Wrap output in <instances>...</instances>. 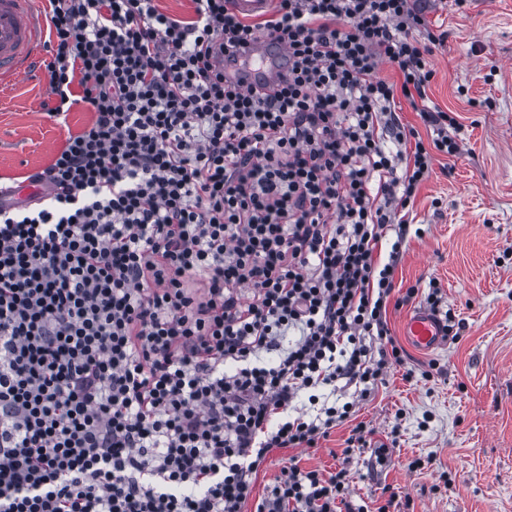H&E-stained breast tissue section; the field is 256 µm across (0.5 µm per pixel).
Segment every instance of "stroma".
Returning <instances> with one entry per match:
<instances>
[{
	"label": "stroma",
	"instance_id": "35a3bbf8",
	"mask_svg": "<svg viewBox=\"0 0 512 512\" xmlns=\"http://www.w3.org/2000/svg\"><path fill=\"white\" fill-rule=\"evenodd\" d=\"M424 5L429 23L447 34L429 58L427 104L455 114L463 151L436 155L414 200L395 286L418 293L387 310L407 365L392 367L387 385L354 415L373 428V444L389 445L388 460L355 456L349 492L368 512L387 488L400 495L402 512H512V0ZM49 60L42 53L29 77L0 83V181L20 189L91 119L81 103L66 121L45 115ZM433 281L453 329L444 345L424 351L406 341L404 321L426 308ZM350 430L339 425L316 447L273 451L255 495L292 461L335 470ZM415 459L420 467L409 469Z\"/></svg>",
	"mask_w": 512,
	"mask_h": 512
}]
</instances>
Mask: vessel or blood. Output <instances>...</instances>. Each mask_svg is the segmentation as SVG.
<instances>
[{"label": "vessel or blood", "mask_w": 512, "mask_h": 512, "mask_svg": "<svg viewBox=\"0 0 512 512\" xmlns=\"http://www.w3.org/2000/svg\"><path fill=\"white\" fill-rule=\"evenodd\" d=\"M46 41V22L32 0H0V78L8 80L29 73ZM249 64L236 80L244 89L262 94L271 90L287 51L261 40L248 53ZM409 340L422 348H434L447 339L445 323L425 310L416 311L405 323Z\"/></svg>", "instance_id": "obj_1"}]
</instances>
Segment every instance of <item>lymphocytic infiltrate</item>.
<instances>
[{
	"label": "lymphocytic infiltrate",
	"instance_id": "1",
	"mask_svg": "<svg viewBox=\"0 0 512 512\" xmlns=\"http://www.w3.org/2000/svg\"><path fill=\"white\" fill-rule=\"evenodd\" d=\"M192 2L49 0L47 113L93 121L37 206L0 202V512H338L365 424L336 471L254 480L351 416L294 412L300 393L363 398L405 363L386 315L407 211L461 150L426 104L446 32L416 0H276L257 24ZM262 38L288 66L254 95L224 61ZM397 112L404 124L412 125L420 132L424 141H430L432 130L423 122L420 112H417L408 101L400 98Z\"/></svg>",
	"mask_w": 512,
	"mask_h": 512
}]
</instances>
